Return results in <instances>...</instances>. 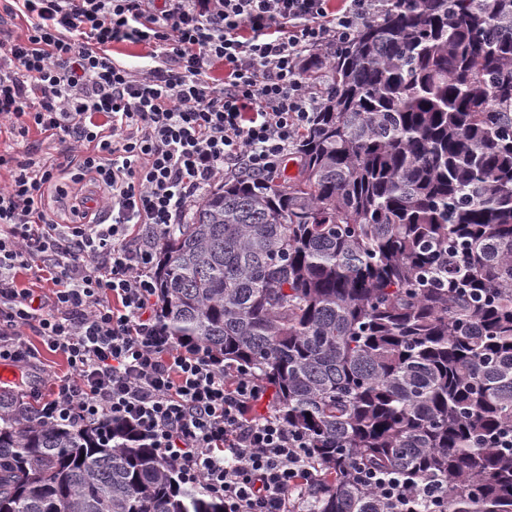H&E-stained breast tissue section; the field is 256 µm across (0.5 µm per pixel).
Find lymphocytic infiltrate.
Returning a JSON list of instances; mask_svg holds the SVG:
<instances>
[{
	"instance_id": "lymphocytic-infiltrate-1",
	"label": "lymphocytic infiltrate",
	"mask_w": 512,
	"mask_h": 512,
	"mask_svg": "<svg viewBox=\"0 0 512 512\" xmlns=\"http://www.w3.org/2000/svg\"><path fill=\"white\" fill-rule=\"evenodd\" d=\"M15 2L28 25L0 33V133L65 149L0 152V362L62 354L45 419L124 422L224 512H307L303 435L256 414L266 392L248 371L160 330L152 243L224 177L281 169L321 96L303 63L382 0ZM118 43L150 52L129 67ZM88 177L108 187L111 223L50 218L49 186ZM32 262L51 299L18 286Z\"/></svg>"
}]
</instances>
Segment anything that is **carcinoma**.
<instances>
[{"label":"carcinoma","mask_w":512,"mask_h":512,"mask_svg":"<svg viewBox=\"0 0 512 512\" xmlns=\"http://www.w3.org/2000/svg\"><path fill=\"white\" fill-rule=\"evenodd\" d=\"M293 177H229L155 243L167 335L247 367L310 512H512V0H385L336 45ZM0 387V512H224L127 426Z\"/></svg>","instance_id":"1"}]
</instances>
